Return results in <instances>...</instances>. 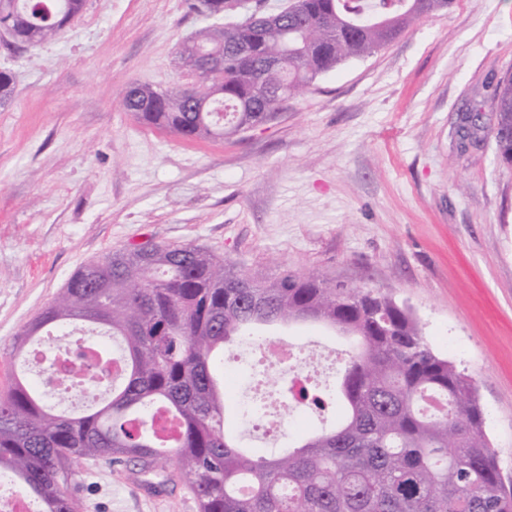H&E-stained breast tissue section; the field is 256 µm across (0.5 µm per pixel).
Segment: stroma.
<instances>
[{
    "mask_svg": "<svg viewBox=\"0 0 512 512\" xmlns=\"http://www.w3.org/2000/svg\"><path fill=\"white\" fill-rule=\"evenodd\" d=\"M188 0H86L49 42L10 50L0 107V396L22 374L26 324L85 264L134 243L197 246L258 276L287 270L368 289L411 310L427 343L474 382L504 483L512 484V165L495 140L462 139L512 77V0H455L376 52L320 75L269 121L189 140L139 122L132 83L188 88L178 47L222 24ZM308 350L349 344L315 322L270 328ZM218 370L241 445L274 457L325 429L296 407L277 445L243 425L248 347ZM77 512H197L189 485H138L128 466L78 461Z\"/></svg>",
    "mask_w": 512,
    "mask_h": 512,
    "instance_id": "35a3bbf8",
    "label": "stroma"
}]
</instances>
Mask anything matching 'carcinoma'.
Returning <instances> with one entry per match:
<instances>
[{
  "label": "carcinoma",
  "mask_w": 512,
  "mask_h": 512,
  "mask_svg": "<svg viewBox=\"0 0 512 512\" xmlns=\"http://www.w3.org/2000/svg\"><path fill=\"white\" fill-rule=\"evenodd\" d=\"M85 0H0V28L18 47L37 46L80 13ZM453 0H289L287 14L207 28L182 42V65L196 71L201 54H224L195 107L184 89L159 92L139 109L143 124L185 139H220L241 119L262 123L319 75L394 40L424 15ZM232 0H191L210 15L234 12ZM266 59L272 70H261ZM13 77L0 71V104ZM493 124L474 117L472 134H491L500 160L512 165V79L492 97ZM82 321L119 343L122 374L105 380L108 396L82 412L46 407L29 380L0 398V474L38 512H75L67 494L72 462L133 461L150 490L166 484L173 460L191 485L198 512H512L488 445L472 381L437 355L419 323L371 291L336 287L288 270L272 280L238 272L196 247L155 244L109 253L78 270L63 292L24 329L41 344L43 330ZM324 323L357 341L343 368L346 415L274 458L242 450L226 431V406L213 359L233 337L263 326ZM78 372L94 385L109 375L112 351Z\"/></svg>",
  "instance_id": "1"
}]
</instances>
